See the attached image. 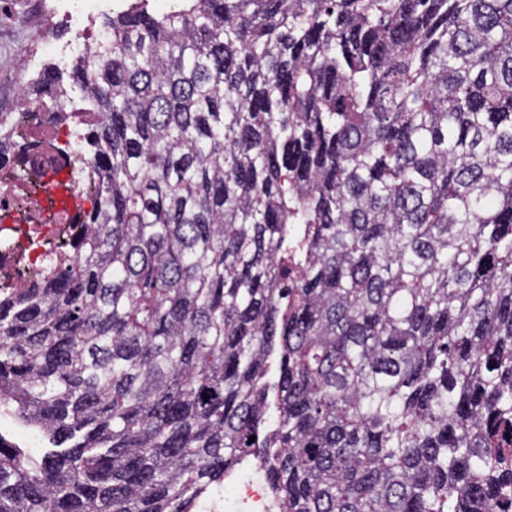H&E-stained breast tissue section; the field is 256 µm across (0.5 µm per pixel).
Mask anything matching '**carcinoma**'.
<instances>
[{
  "label": "carcinoma",
  "mask_w": 512,
  "mask_h": 512,
  "mask_svg": "<svg viewBox=\"0 0 512 512\" xmlns=\"http://www.w3.org/2000/svg\"><path fill=\"white\" fill-rule=\"evenodd\" d=\"M102 28L69 73L98 192L0 298V412L42 437L0 433V512H193L252 455L281 512H506L512 0Z\"/></svg>",
  "instance_id": "carcinoma-1"
}]
</instances>
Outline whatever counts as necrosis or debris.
Here are the masks:
<instances>
[{"label": "necrosis or debris", "mask_w": 512, "mask_h": 512, "mask_svg": "<svg viewBox=\"0 0 512 512\" xmlns=\"http://www.w3.org/2000/svg\"><path fill=\"white\" fill-rule=\"evenodd\" d=\"M15 131L18 138L27 140L32 159L19 176L11 165H0V214L10 219L9 225L0 227V256L19 245L17 236H24L21 245L30 258L15 273L14 284L19 287L38 274L43 257L66 245L74 219L62 205V198L85 208L96 195L98 180L75 159L81 146L79 135L59 124L55 113L40 106L29 108ZM33 223L40 233L30 237L26 229ZM222 507L224 512H276L259 458H252L225 484Z\"/></svg>", "instance_id": "obj_1"}]
</instances>
